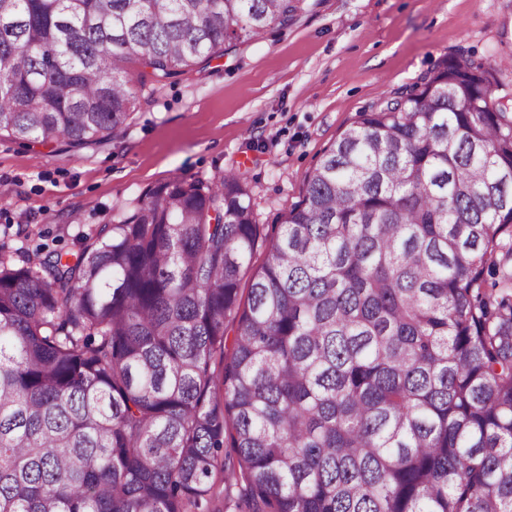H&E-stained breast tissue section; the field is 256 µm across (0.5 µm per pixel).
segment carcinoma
Here are the masks:
<instances>
[{
	"label": "carcinoma",
	"instance_id": "1",
	"mask_svg": "<svg viewBox=\"0 0 512 512\" xmlns=\"http://www.w3.org/2000/svg\"><path fill=\"white\" fill-rule=\"evenodd\" d=\"M308 7L0 0V133L105 143L129 65L163 83ZM500 90L484 59H445L360 113L254 271L230 172L158 185L72 262L0 257V512H210L219 469L248 512H512Z\"/></svg>",
	"mask_w": 512,
	"mask_h": 512
}]
</instances>
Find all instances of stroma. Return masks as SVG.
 <instances>
[{
  "mask_svg": "<svg viewBox=\"0 0 512 512\" xmlns=\"http://www.w3.org/2000/svg\"><path fill=\"white\" fill-rule=\"evenodd\" d=\"M473 54L512 100V0H311L292 25L235 42L174 82L130 68L139 99L120 138L79 151L0 135V254L77 252L118 212L176 176L236 170L258 224L254 264L358 114Z\"/></svg>",
  "mask_w": 512,
  "mask_h": 512,
  "instance_id": "35a3bbf8",
  "label": "stroma"
}]
</instances>
